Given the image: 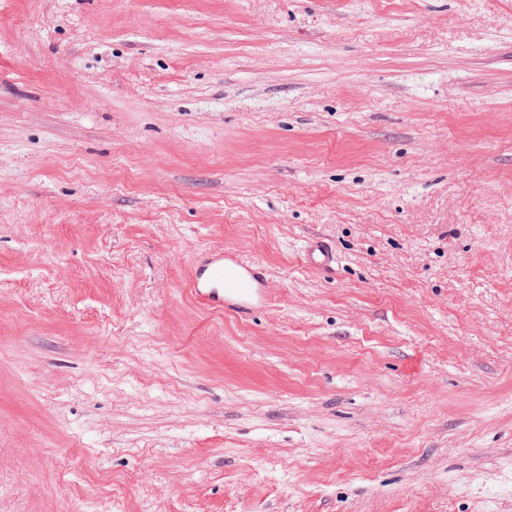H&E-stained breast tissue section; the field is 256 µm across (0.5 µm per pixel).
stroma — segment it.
I'll return each mask as SVG.
<instances>
[{
	"label": "stroma",
	"instance_id": "1",
	"mask_svg": "<svg viewBox=\"0 0 512 512\" xmlns=\"http://www.w3.org/2000/svg\"><path fill=\"white\" fill-rule=\"evenodd\" d=\"M0 512H512V0H0ZM304 256L308 265L318 270H329L336 262L332 249L322 240L311 243ZM262 266L257 262L208 253L195 265L192 289L195 298L210 307L225 308L245 317L266 303L268 291Z\"/></svg>",
	"mask_w": 512,
	"mask_h": 512
}]
</instances>
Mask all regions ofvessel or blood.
<instances>
[{
	"instance_id": "obj_1",
	"label": "vessel or blood",
	"mask_w": 512,
	"mask_h": 512,
	"mask_svg": "<svg viewBox=\"0 0 512 512\" xmlns=\"http://www.w3.org/2000/svg\"><path fill=\"white\" fill-rule=\"evenodd\" d=\"M305 260L311 267L326 271L335 263L336 256L325 242L317 240L307 247ZM192 289L201 303L241 317L250 315L268 298L266 278L259 263L220 253H210L198 260Z\"/></svg>"
}]
</instances>
